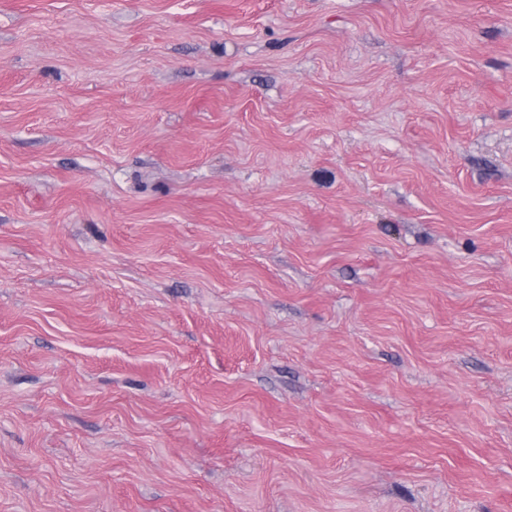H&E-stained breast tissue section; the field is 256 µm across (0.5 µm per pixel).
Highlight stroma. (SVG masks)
Listing matches in <instances>:
<instances>
[{
  "instance_id": "obj_1",
  "label": "stroma",
  "mask_w": 512,
  "mask_h": 512,
  "mask_svg": "<svg viewBox=\"0 0 512 512\" xmlns=\"http://www.w3.org/2000/svg\"><path fill=\"white\" fill-rule=\"evenodd\" d=\"M0 512H512V0H0Z\"/></svg>"
}]
</instances>
